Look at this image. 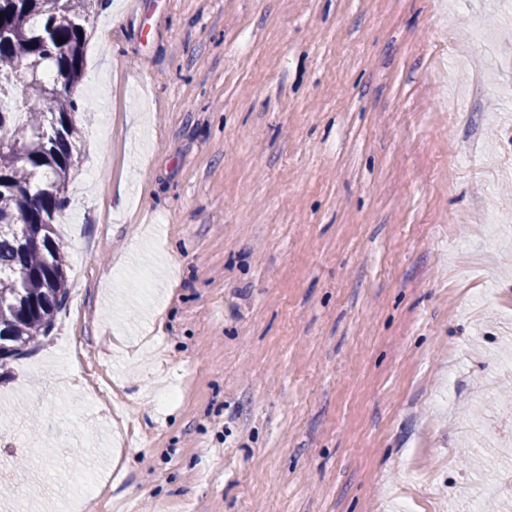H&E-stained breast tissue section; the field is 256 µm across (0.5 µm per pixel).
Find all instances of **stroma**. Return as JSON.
Returning a JSON list of instances; mask_svg holds the SVG:
<instances>
[{"mask_svg":"<svg viewBox=\"0 0 512 512\" xmlns=\"http://www.w3.org/2000/svg\"><path fill=\"white\" fill-rule=\"evenodd\" d=\"M504 0H101L0 512H512Z\"/></svg>","mask_w":512,"mask_h":512,"instance_id":"stroma-1","label":"stroma"}]
</instances>
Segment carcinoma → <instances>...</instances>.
<instances>
[{"label": "carcinoma", "mask_w": 512, "mask_h": 512, "mask_svg": "<svg viewBox=\"0 0 512 512\" xmlns=\"http://www.w3.org/2000/svg\"><path fill=\"white\" fill-rule=\"evenodd\" d=\"M101 0H0V84L18 99L25 122L0 110V360L49 335L66 296V256L55 216L77 165L76 98L91 20ZM39 63V79L61 91L17 85Z\"/></svg>", "instance_id": "cac0c4a2"}]
</instances>
